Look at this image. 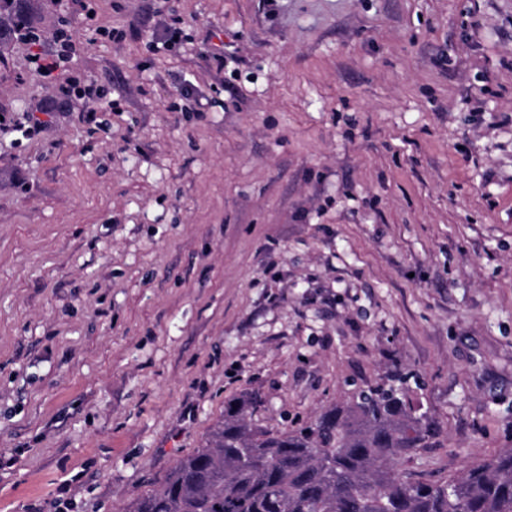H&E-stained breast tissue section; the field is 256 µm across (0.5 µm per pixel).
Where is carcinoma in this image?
<instances>
[{"instance_id":"1","label":"carcinoma","mask_w":512,"mask_h":512,"mask_svg":"<svg viewBox=\"0 0 512 512\" xmlns=\"http://www.w3.org/2000/svg\"><path fill=\"white\" fill-rule=\"evenodd\" d=\"M254 406L227 402L206 444L130 512H512V448L438 480L398 471L438 429L394 386L356 389L278 433L252 424Z\"/></svg>"}]
</instances>
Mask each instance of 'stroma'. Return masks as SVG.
<instances>
[{"mask_svg":"<svg viewBox=\"0 0 512 512\" xmlns=\"http://www.w3.org/2000/svg\"><path fill=\"white\" fill-rule=\"evenodd\" d=\"M85 2L19 0L101 96L0 128V512H129L246 393L278 432L400 379L424 480L512 448V0ZM158 15L160 19L153 32V45L160 43L163 48H170L179 44L182 38V29L178 25L181 24V21L176 18H167L163 13Z\"/></svg>","mask_w":512,"mask_h":512,"instance_id":"obj_1","label":"stroma"}]
</instances>
